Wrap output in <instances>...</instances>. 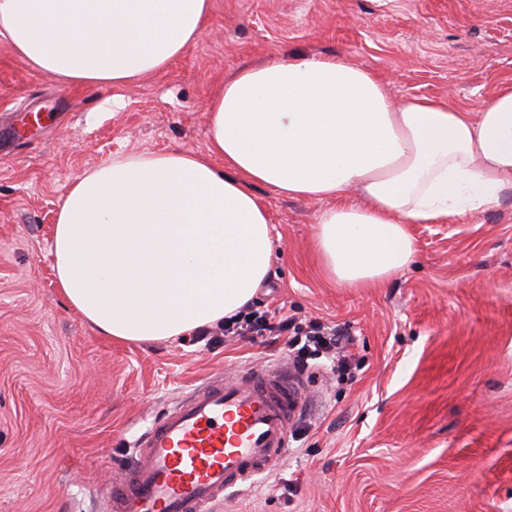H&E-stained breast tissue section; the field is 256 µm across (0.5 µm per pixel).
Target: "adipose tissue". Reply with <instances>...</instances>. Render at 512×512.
<instances>
[{
    "label": "adipose tissue",
    "mask_w": 512,
    "mask_h": 512,
    "mask_svg": "<svg viewBox=\"0 0 512 512\" xmlns=\"http://www.w3.org/2000/svg\"><path fill=\"white\" fill-rule=\"evenodd\" d=\"M210 14L211 0H0V42L65 84L119 88L183 55ZM206 112L207 154L112 159L60 205L57 284L99 335L186 336L251 303L273 246L254 185L322 202L315 252L345 288L406 269L411 225L491 210L512 188V79L475 112L429 97L396 105L346 57L291 53L237 68Z\"/></svg>",
    "instance_id": "ef3b65f1"
}]
</instances>
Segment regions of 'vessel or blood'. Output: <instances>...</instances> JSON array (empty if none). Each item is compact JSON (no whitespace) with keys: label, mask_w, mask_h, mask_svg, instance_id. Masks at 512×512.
Here are the masks:
<instances>
[{"label":"vessel or blood","mask_w":512,"mask_h":512,"mask_svg":"<svg viewBox=\"0 0 512 512\" xmlns=\"http://www.w3.org/2000/svg\"><path fill=\"white\" fill-rule=\"evenodd\" d=\"M300 396L284 369L209 381L140 439L134 464L107 489L111 512H211L280 467Z\"/></svg>","instance_id":"obj_1"}]
</instances>
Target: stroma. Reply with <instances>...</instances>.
I'll return each mask as SVG.
<instances>
[{"instance_id":"35a3bbf8","label":"stroma","mask_w":512,"mask_h":512,"mask_svg":"<svg viewBox=\"0 0 512 512\" xmlns=\"http://www.w3.org/2000/svg\"><path fill=\"white\" fill-rule=\"evenodd\" d=\"M343 55L394 103L476 110L512 79V0H211L168 68L119 89L64 86L0 45V512H107L140 437L209 379L288 362L284 342L98 335L57 286L59 205L115 156L208 146L225 75L282 53ZM272 218L254 302L344 327L353 376L302 372L280 469L214 512H512V190L464 221L415 224L414 264L344 288L312 237L323 205L259 185Z\"/></svg>"}]
</instances>
